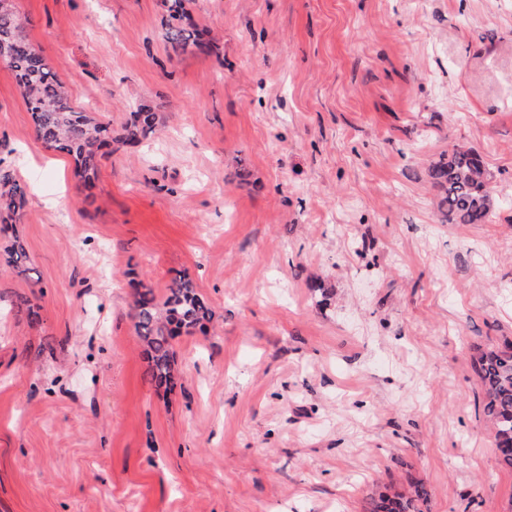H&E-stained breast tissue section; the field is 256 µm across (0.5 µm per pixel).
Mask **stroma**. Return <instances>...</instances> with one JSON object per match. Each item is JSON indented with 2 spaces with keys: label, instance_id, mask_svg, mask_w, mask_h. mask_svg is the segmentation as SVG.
Masks as SVG:
<instances>
[{
  "label": "stroma",
  "instance_id": "stroma-1",
  "mask_svg": "<svg viewBox=\"0 0 512 512\" xmlns=\"http://www.w3.org/2000/svg\"><path fill=\"white\" fill-rule=\"evenodd\" d=\"M74 105L120 130L84 195L0 66V170L38 279L0 273V512H512L475 359L512 339V0H15ZM494 176L448 224L429 165ZM188 273L213 315L156 389L130 281ZM40 309L29 323L11 302ZM53 352H40L43 343ZM188 0H163L170 23L165 30V40L172 53L179 57L189 52L212 50L209 33L195 25L187 8ZM130 119L122 126L120 141L126 145H137L154 136L156 131V114L146 104L136 106L130 112ZM438 208L448 224H484L494 203L492 176L480 155L454 147L428 167ZM427 495V490L420 482H412L410 490L406 493L382 495L378 499H371L368 512H421Z\"/></svg>",
  "mask_w": 512,
  "mask_h": 512
}]
</instances>
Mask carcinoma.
<instances>
[{
    "mask_svg": "<svg viewBox=\"0 0 512 512\" xmlns=\"http://www.w3.org/2000/svg\"><path fill=\"white\" fill-rule=\"evenodd\" d=\"M188 0H163L170 23L165 40L179 57L194 51H210L209 33L195 25L187 8ZM0 42L12 47L11 69L31 112L37 138L47 147L74 159L85 188L94 186L104 149L112 146V127L75 107L51 64L23 34V21L13 9L0 10ZM156 114L146 104L136 106L122 126L120 141L137 145L154 136ZM432 186L438 192V208L448 224H483L494 203L492 176L480 155L457 146L428 167ZM25 192L8 173L0 174V232L19 221ZM24 244L14 239L5 251L3 267L29 276ZM130 316L134 331L144 346L146 374L157 388L170 391L176 384V355L172 341L181 332L205 327L212 318L208 303L198 294L186 274L173 276L162 297L138 282L133 286ZM16 314L31 322L40 314L22 295L12 303ZM484 386L483 413L490 421L497 460L512 467V342L481 353L476 364ZM428 492L419 482L406 493L382 495L369 503L368 512H421Z\"/></svg>",
    "mask_w": 512,
    "mask_h": 512,
    "instance_id": "carcinoma-1",
    "label": "carcinoma"
}]
</instances>
